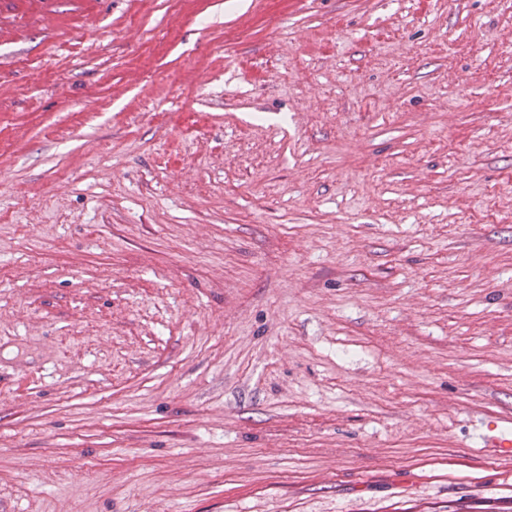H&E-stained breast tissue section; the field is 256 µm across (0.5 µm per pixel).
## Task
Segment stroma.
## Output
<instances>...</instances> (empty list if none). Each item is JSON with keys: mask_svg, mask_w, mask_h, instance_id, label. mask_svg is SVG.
<instances>
[{"mask_svg": "<svg viewBox=\"0 0 512 512\" xmlns=\"http://www.w3.org/2000/svg\"><path fill=\"white\" fill-rule=\"evenodd\" d=\"M0 28V512H477L512 421V0H48Z\"/></svg>", "mask_w": 512, "mask_h": 512, "instance_id": "35a3bbf8", "label": "stroma"}]
</instances>
